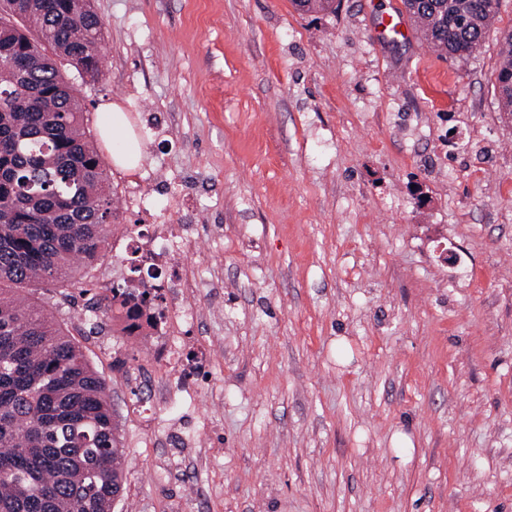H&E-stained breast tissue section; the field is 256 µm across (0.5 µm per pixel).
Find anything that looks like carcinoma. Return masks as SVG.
<instances>
[{
	"instance_id": "obj_1",
	"label": "carcinoma",
	"mask_w": 512,
	"mask_h": 512,
	"mask_svg": "<svg viewBox=\"0 0 512 512\" xmlns=\"http://www.w3.org/2000/svg\"><path fill=\"white\" fill-rule=\"evenodd\" d=\"M336 12V0H292ZM428 46L472 56L500 0H403ZM103 23L92 0H0V512H112L125 478L105 379L38 286L71 288L108 246V175L83 126L75 76L101 74ZM496 68L512 112V30ZM134 286L112 292L124 318L159 317Z\"/></svg>"
}]
</instances>
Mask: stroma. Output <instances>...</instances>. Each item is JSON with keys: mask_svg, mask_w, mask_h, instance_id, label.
Wrapping results in <instances>:
<instances>
[{"mask_svg": "<svg viewBox=\"0 0 512 512\" xmlns=\"http://www.w3.org/2000/svg\"><path fill=\"white\" fill-rule=\"evenodd\" d=\"M92 4L80 97L119 225L82 287L37 295L109 386L114 512H512V0L468 59L378 35L402 0ZM141 224L192 228L199 283L147 338L109 311ZM507 40V45L504 41ZM501 53L496 68V88L502 112L512 115V30L504 31L501 39ZM506 53L509 55L505 59ZM104 112H108V120L101 127L100 134L104 140H109L112 137L123 134L127 138V149L114 158V165L123 172L134 171L141 158L142 146L136 138L126 112L122 108L112 102H107L102 105Z\"/></svg>", "mask_w": 512, "mask_h": 512, "instance_id": "1", "label": "stroma"}]
</instances>
